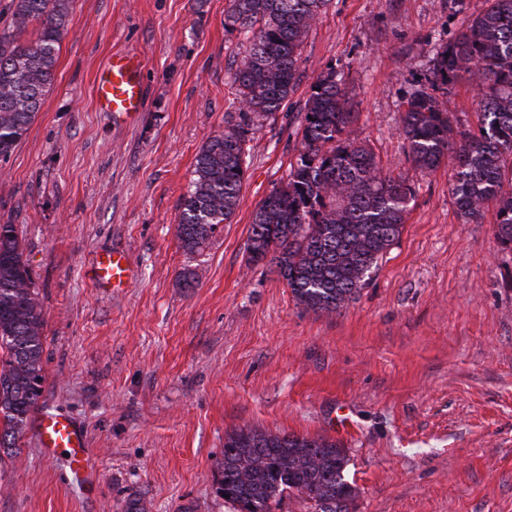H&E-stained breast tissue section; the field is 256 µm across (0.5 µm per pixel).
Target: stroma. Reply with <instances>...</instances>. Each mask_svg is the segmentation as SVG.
Returning a JSON list of instances; mask_svg holds the SVG:
<instances>
[{
	"instance_id": "35a3bbf8",
	"label": "stroma",
	"mask_w": 512,
	"mask_h": 512,
	"mask_svg": "<svg viewBox=\"0 0 512 512\" xmlns=\"http://www.w3.org/2000/svg\"><path fill=\"white\" fill-rule=\"evenodd\" d=\"M229 0H73L54 84L0 160V224L15 225L42 302L39 410L88 432L95 484L24 432L0 450V512H234L215 495L227 432L325 435L348 455L351 512H512V252L495 214L463 223L444 166L413 170L405 101L437 49L487 0H330L301 47L299 80L250 133L231 223L209 247L178 246L195 156L238 119L243 55ZM139 56L141 112L94 101L112 53ZM344 75L351 136L414 196L398 242L342 309L298 306L246 250L252 214L288 180L301 105L327 66ZM127 252L122 288L98 285L103 252ZM199 283L182 288L183 269Z\"/></svg>"
}]
</instances>
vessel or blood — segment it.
I'll return each mask as SVG.
<instances>
[{"label": "vessel or blood", "instance_id": "obj_1", "mask_svg": "<svg viewBox=\"0 0 512 512\" xmlns=\"http://www.w3.org/2000/svg\"><path fill=\"white\" fill-rule=\"evenodd\" d=\"M95 103L99 110L123 117L139 112L143 104L141 61L129 54L113 55L101 67L94 84ZM127 256L121 251L102 253L96 266L98 282L120 287L128 278ZM37 447L49 458H63L70 471L92 481L91 450L85 428L66 415L38 413L33 420Z\"/></svg>", "mask_w": 512, "mask_h": 512}]
</instances>
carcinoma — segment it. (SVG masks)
Returning a JSON list of instances; mask_svg holds the SVG:
<instances>
[{
    "label": "carcinoma",
    "instance_id": "obj_1",
    "mask_svg": "<svg viewBox=\"0 0 512 512\" xmlns=\"http://www.w3.org/2000/svg\"><path fill=\"white\" fill-rule=\"evenodd\" d=\"M71 0H12L13 29L0 31V157H8L50 91ZM329 0H231L224 27L244 35L231 79L239 121L199 149L176 218L179 248L203 252L239 206L251 127L279 111L296 88L300 47ZM489 6L440 47L400 115L411 166L424 174L452 165L449 193L466 224L494 206L495 235L512 250V0ZM35 41L21 40L31 22ZM478 88L477 129L453 125L440 96L461 79ZM357 119L336 68L311 85L288 182L252 215L249 261L266 263L303 309L347 304L395 245L414 190L384 170L374 151L349 136ZM42 307L12 224H0V448H14L44 383ZM344 446L326 436L242 428L224 436L213 489L235 512H274L296 494L312 512H350L357 489L345 475Z\"/></svg>",
    "mask_w": 512,
    "mask_h": 512
}]
</instances>
